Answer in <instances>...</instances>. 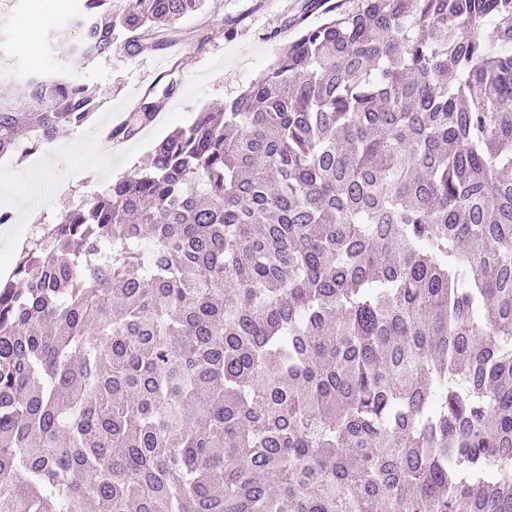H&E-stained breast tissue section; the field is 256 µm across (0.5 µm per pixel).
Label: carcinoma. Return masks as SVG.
I'll list each match as a JSON object with an SVG mask.
<instances>
[{"label":"carcinoma","instance_id":"carcinoma-1","mask_svg":"<svg viewBox=\"0 0 512 512\" xmlns=\"http://www.w3.org/2000/svg\"><path fill=\"white\" fill-rule=\"evenodd\" d=\"M203 6L82 0L76 48ZM317 11L0 280L7 512H512V0ZM101 104L31 75L0 156Z\"/></svg>","mask_w":512,"mask_h":512}]
</instances>
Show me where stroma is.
Returning <instances> with one entry per match:
<instances>
[{
  "instance_id": "35a3bbf8",
  "label": "stroma",
  "mask_w": 512,
  "mask_h": 512,
  "mask_svg": "<svg viewBox=\"0 0 512 512\" xmlns=\"http://www.w3.org/2000/svg\"><path fill=\"white\" fill-rule=\"evenodd\" d=\"M303 0H207L204 10L176 25L177 42L150 54L85 60L70 46L79 37L73 22L80 0H10L0 12V57L9 70L0 74V94L15 92L38 71L60 67L96 92L104 103L87 125L63 130L32 155L0 157V209L11 212L9 236L0 235V265L14 267L32 224H54L64 207L91 196L112 180L131 173L155 144L196 112L223 106L258 78L279 49L295 38L287 22ZM42 23L31 49L20 46V24L33 14ZM176 78L154 119L137 136L104 152L102 130L116 112L138 111L145 90Z\"/></svg>"
}]
</instances>
